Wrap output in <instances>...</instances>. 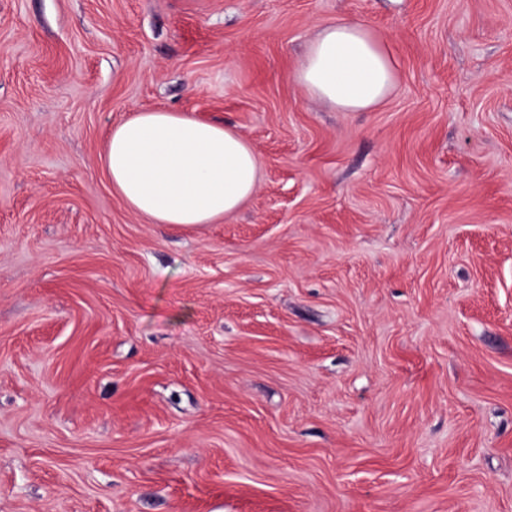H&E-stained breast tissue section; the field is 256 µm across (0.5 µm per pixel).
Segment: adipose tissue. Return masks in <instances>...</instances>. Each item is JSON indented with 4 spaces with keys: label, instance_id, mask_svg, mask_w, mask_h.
Masks as SVG:
<instances>
[{
    "label": "adipose tissue",
    "instance_id": "ef3b65f1",
    "mask_svg": "<svg viewBox=\"0 0 512 512\" xmlns=\"http://www.w3.org/2000/svg\"><path fill=\"white\" fill-rule=\"evenodd\" d=\"M306 94L340 112L380 106L396 82L386 43L364 24L320 23L294 76ZM103 167L113 190L157 224H215L254 193L261 163L235 128L188 112L140 110L109 131Z\"/></svg>",
    "mask_w": 512,
    "mask_h": 512
}]
</instances>
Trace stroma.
Returning a JSON list of instances; mask_svg holds the SVG:
<instances>
[{
	"mask_svg": "<svg viewBox=\"0 0 512 512\" xmlns=\"http://www.w3.org/2000/svg\"><path fill=\"white\" fill-rule=\"evenodd\" d=\"M336 17L377 109L291 77ZM154 108L247 138L235 216L113 191ZM0 512H512V0H0ZM294 80L309 97L338 112H359L390 95L396 62L367 26L336 19L317 25Z\"/></svg>",
	"mask_w": 512,
	"mask_h": 512,
	"instance_id": "stroma-1",
	"label": "stroma"
}]
</instances>
